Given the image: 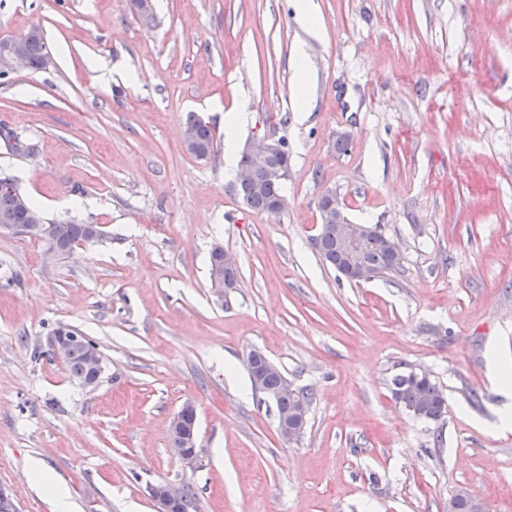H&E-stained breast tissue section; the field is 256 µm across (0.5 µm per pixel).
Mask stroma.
<instances>
[{"mask_svg": "<svg viewBox=\"0 0 512 512\" xmlns=\"http://www.w3.org/2000/svg\"><path fill=\"white\" fill-rule=\"evenodd\" d=\"M316 2L318 39L289 0H153L150 19L132 0H0V34L40 28L52 56L0 79V174L106 231L63 258L0 234V485L21 512H52L35 463L76 512H154L160 481L191 487L192 512H448L461 488L512 512V393L491 371L512 353V0ZM241 101L238 148L287 143L280 213L243 204L223 144L183 146L189 115L220 133ZM328 191L399 243L401 271L354 283L322 263ZM217 246L240 270L222 299ZM60 326L96 343V389L50 356ZM254 348L314 395L300 441L251 386ZM411 369L443 421L392 399ZM188 400L196 471L167 437ZM390 391L395 402L418 420L436 423L448 413L444 392L428 373L417 376L411 370L396 374L390 381Z\"/></svg>", "mask_w": 512, "mask_h": 512, "instance_id": "1", "label": "stroma"}]
</instances>
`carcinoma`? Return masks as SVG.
<instances>
[{
	"label": "carcinoma",
	"instance_id": "cac0c4a2",
	"mask_svg": "<svg viewBox=\"0 0 512 512\" xmlns=\"http://www.w3.org/2000/svg\"><path fill=\"white\" fill-rule=\"evenodd\" d=\"M25 47L28 54L29 69L40 71L44 69L43 51L46 41L42 32L33 28L25 36ZM194 130V141L197 146L212 155L215 148V133L205 123L198 119L186 122ZM287 162L283 156H278L265 163H258L250 156H241L240 164L252 171V182L243 190L241 198L252 211L270 212L274 202L283 197V181L276 180L270 175V167ZM8 176L0 177V219L7 216L10 222L22 224L28 230V238L43 243L46 250L57 255H63L78 245L88 243L89 226L74 219L54 220L48 218L39 206L27 196L18 191L1 187V183L10 182ZM386 234L380 226H375V232L368 235L360 261L365 266L377 271L380 275L393 274L401 270L403 260L390 257ZM314 247L322 262L336 272L347 265V258L337 242V225L322 224L314 238ZM95 346L88 336L84 342L72 348L64 360V366L69 377L80 383L89 374L87 352ZM283 372L267 374L265 383L276 391L275 407L277 418H292L295 415L296 402L303 398L313 402L314 395L304 388L288 390L280 387ZM390 391L396 403L405 408L414 418L425 422H439L448 413L444 392L430 375L418 376L411 370L396 374L390 381ZM474 497L465 490L457 491L450 499L454 512H474Z\"/></svg>",
	"mask_w": 512,
	"mask_h": 512
}]
</instances>
